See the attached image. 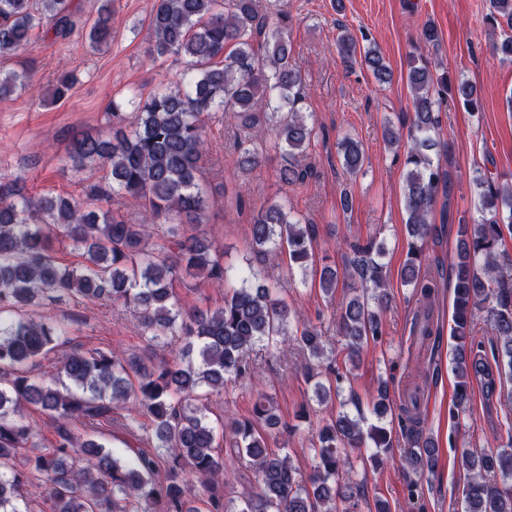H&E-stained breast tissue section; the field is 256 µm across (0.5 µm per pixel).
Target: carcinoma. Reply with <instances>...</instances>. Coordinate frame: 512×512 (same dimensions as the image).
<instances>
[{
    "label": "carcinoma",
    "instance_id": "obj_1",
    "mask_svg": "<svg viewBox=\"0 0 512 512\" xmlns=\"http://www.w3.org/2000/svg\"><path fill=\"white\" fill-rule=\"evenodd\" d=\"M111 0H102L89 27L78 25L74 0H0V57L24 49L35 29L54 39L86 32L91 44L106 43L111 34ZM489 19L503 36L494 54L512 58V0H490ZM288 13L275 21L262 14L258 0H151L149 58L171 55L188 60L190 72L175 87L160 89L145 100L130 101L132 110L112 103L108 123L112 138L79 134L72 138L64 166L75 172L100 163L108 170L106 188L95 186L89 196L111 202L131 196L141 201V219L130 224L110 210L92 207L80 197L29 194L20 178L0 180V512H23L21 490L40 489L49 512H358L361 490L338 482L348 448L371 444L393 448L383 423L390 408L387 383L379 387L373 411L377 422L342 412L325 420L312 448L315 466L298 477L288 453L271 448L266 431L281 424L272 399L259 395L253 417L236 420L217 431L209 418L210 398L230 380L252 378L249 348L277 346L278 337L293 336L313 358L324 354L323 336L305 325L290 328V310L258 269L232 272L224 267L213 240L187 236L183 225L199 223L206 203L204 160L208 120L225 112L243 128L266 124L274 130L272 148L288 157L278 178L284 184L302 181L308 170L296 163L317 138L311 116L300 110L302 72L288 35ZM336 49L343 63L364 65L383 86L392 73L374 49L357 53L346 26L338 25ZM34 73H0V97L33 85ZM407 83L413 93L414 115L407 130L386 120L383 139L389 147L407 139L404 205L407 214V259L400 282L420 297L413 335H434L431 298L436 281L421 274L430 221L439 195L447 196L452 178L434 162L446 99L479 109L475 87L465 81L452 85L419 51L409 55ZM268 109L256 110L258 100ZM342 165L355 176L365 163L359 141L339 142ZM262 150L241 140L234 161L238 175H249L260 163ZM471 184L480 202L473 222L458 224L455 250L449 256L453 310L450 336L455 378L456 420L470 400L473 384L488 392L497 380L512 381V263L507 261L506 236L512 237V184L477 170ZM164 226L163 243L152 241L155 227ZM313 224L294 219L286 204L274 201L257 210L250 221V247L264 256H288L289 267L306 271L313 255ZM68 246L81 261H60ZM350 268L361 291L340 302L338 328L343 337V363L355 365L364 345L382 335L381 319L369 299L386 296L387 274L373 253L372 241L350 244ZM201 276L224 288L219 307L185 310L175 291L178 273ZM340 272L325 266L319 276L322 293L334 300ZM107 299L133 306L143 334L157 345L168 338L180 343L170 361L148 367L112 350H80L70 346L67 327L52 317L31 313L51 300ZM485 312L495 337L492 356L475 343L474 327ZM44 360L55 363L50 379L34 374ZM323 382L312 370L315 394L325 401L339 392V370ZM129 405L150 420L156 451L141 448L124 461L98 441L100 426L113 421L115 411ZM32 407L55 425L50 447L23 413ZM414 414L406 409L402 429L405 463L422 478L433 475L438 455L431 438L423 436ZM496 451L462 452V463L474 471L463 489L464 512H512V428ZM224 451H219V448ZM248 458L256 467V490L240 503L227 501L218 486L223 471L221 453ZM196 478L188 486L184 474Z\"/></svg>",
    "mask_w": 512,
    "mask_h": 512
}]
</instances>
